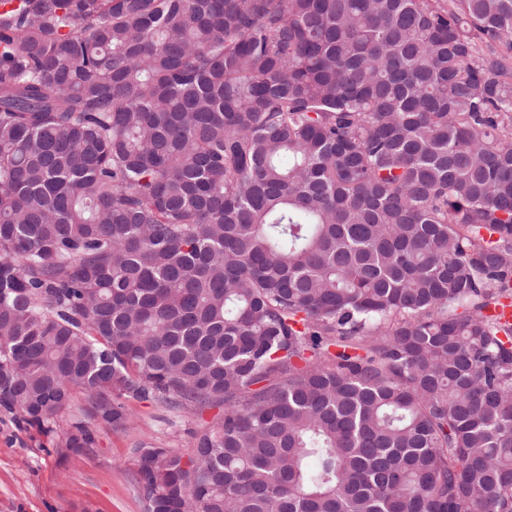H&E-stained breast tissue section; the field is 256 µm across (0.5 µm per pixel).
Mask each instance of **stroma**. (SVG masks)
<instances>
[{
    "mask_svg": "<svg viewBox=\"0 0 512 512\" xmlns=\"http://www.w3.org/2000/svg\"><path fill=\"white\" fill-rule=\"evenodd\" d=\"M124 428L96 425L95 447L60 455L38 431L23 432L0 413V512H145L136 480L141 445L194 455L196 436L223 416L221 407L194 411L130 400Z\"/></svg>",
    "mask_w": 512,
    "mask_h": 512,
    "instance_id": "stroma-1",
    "label": "stroma"
}]
</instances>
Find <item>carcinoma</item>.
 Returning <instances> with one entry per match:
<instances>
[{"mask_svg": "<svg viewBox=\"0 0 512 512\" xmlns=\"http://www.w3.org/2000/svg\"><path fill=\"white\" fill-rule=\"evenodd\" d=\"M506 299L512 0H0V410L224 406L147 512H512Z\"/></svg>", "mask_w": 512, "mask_h": 512, "instance_id": "cac0c4a2", "label": "carcinoma"}]
</instances>
